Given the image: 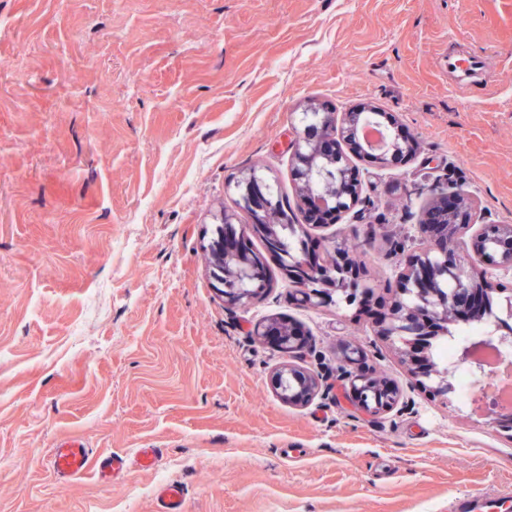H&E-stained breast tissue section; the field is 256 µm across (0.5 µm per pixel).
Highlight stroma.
<instances>
[{"label": "stroma", "instance_id": "stroma-1", "mask_svg": "<svg viewBox=\"0 0 512 512\" xmlns=\"http://www.w3.org/2000/svg\"><path fill=\"white\" fill-rule=\"evenodd\" d=\"M488 56L464 88L449 44ZM387 114L410 160L359 157L360 202L309 228L368 276L307 306L276 276L228 306L204 250L249 174L296 203L301 114ZM475 200L512 224V0H0V512H450L512 491V437L417 384L360 299L388 304L423 209ZM285 318L293 354L255 336ZM79 338H72L74 328ZM291 364L311 402L277 396ZM395 388L360 407L352 376ZM63 440L92 466H49ZM155 449L150 468L138 451ZM128 459L117 479L95 463ZM472 512H484L482 506ZM276 393L286 402L295 405L308 404L315 396L319 382L310 371L288 365L273 376ZM180 490L174 485H164L156 493L155 512H184Z\"/></svg>", "mask_w": 512, "mask_h": 512}]
</instances>
